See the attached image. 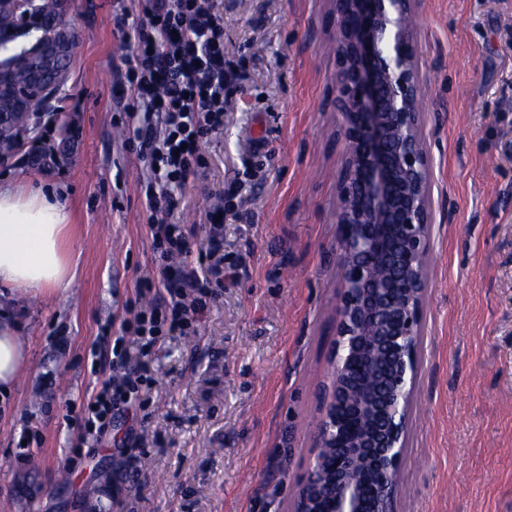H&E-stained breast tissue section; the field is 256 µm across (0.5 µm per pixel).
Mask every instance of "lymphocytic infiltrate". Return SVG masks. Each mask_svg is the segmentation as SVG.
<instances>
[{"label": "lymphocytic infiltrate", "mask_w": 512, "mask_h": 512, "mask_svg": "<svg viewBox=\"0 0 512 512\" xmlns=\"http://www.w3.org/2000/svg\"><path fill=\"white\" fill-rule=\"evenodd\" d=\"M242 75L224 46L223 0H157L136 26L128 71L125 110L136 118L137 148L149 157L151 174L143 182L145 222L158 281H146L147 302L115 337L111 374L89 401L84 430L102 434L114 410L133 407L151 390L153 349L171 336L199 331L217 288L235 278L226 263L225 192L215 190L207 212L209 233L192 249V232L174 221L179 191L206 179L209 162L202 146L223 132L230 99Z\"/></svg>", "instance_id": "lymphocytic-infiltrate-1"}]
</instances>
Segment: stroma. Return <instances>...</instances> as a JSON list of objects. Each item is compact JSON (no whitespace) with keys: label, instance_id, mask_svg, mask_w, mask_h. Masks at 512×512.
<instances>
[{"label":"stroma","instance_id":"1","mask_svg":"<svg viewBox=\"0 0 512 512\" xmlns=\"http://www.w3.org/2000/svg\"><path fill=\"white\" fill-rule=\"evenodd\" d=\"M56 3L74 47L45 109L73 136L25 131L0 182L56 188L76 276L13 301L29 364L0 400V512H290L336 339L330 0H224L246 78L205 152L211 184L252 172L224 219L237 277L198 335L155 349L148 408L100 438L82 410L154 274L147 160L119 103L135 29L114 24L146 0ZM415 18L436 222L397 512H512V0H419ZM181 195L200 244L207 196Z\"/></svg>","mask_w":512,"mask_h":512}]
</instances>
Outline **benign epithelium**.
Segmentation results:
<instances>
[{
	"mask_svg": "<svg viewBox=\"0 0 512 512\" xmlns=\"http://www.w3.org/2000/svg\"><path fill=\"white\" fill-rule=\"evenodd\" d=\"M417 0H331L336 30V111L343 141L338 180L336 310L330 385L316 453L294 495L293 512H396L395 492L418 376L423 302L436 223L433 165L425 137L426 75L410 18ZM34 0H0L22 14L29 34ZM24 52L0 60V101L27 114L56 86L18 88L12 71ZM391 360L381 390L353 392L367 422L346 434L336 401L357 357ZM344 451L324 465L325 450Z\"/></svg>",
	"mask_w": 512,
	"mask_h": 512,
	"instance_id": "1",
	"label": "benign epithelium"
}]
</instances>
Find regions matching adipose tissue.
I'll use <instances>...</instances> for the list:
<instances>
[{"instance_id": "adipose-tissue-1", "label": "adipose tissue", "mask_w": 512, "mask_h": 512, "mask_svg": "<svg viewBox=\"0 0 512 512\" xmlns=\"http://www.w3.org/2000/svg\"><path fill=\"white\" fill-rule=\"evenodd\" d=\"M70 218L53 189L0 184V287L32 295L66 290L75 272L63 249ZM28 346L10 308H0V392L16 384Z\"/></svg>"}]
</instances>
